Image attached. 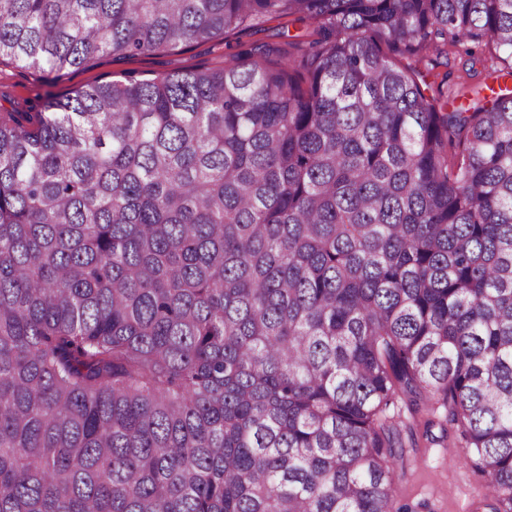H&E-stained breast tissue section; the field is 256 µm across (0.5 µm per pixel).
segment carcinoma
I'll return each instance as SVG.
<instances>
[{
    "label": "carcinoma",
    "instance_id": "1",
    "mask_svg": "<svg viewBox=\"0 0 512 512\" xmlns=\"http://www.w3.org/2000/svg\"><path fill=\"white\" fill-rule=\"evenodd\" d=\"M293 18L0 112V512H407L404 414L512 512V88L422 71L511 77L512 0H0V63ZM467 59L468 56L465 55L462 49L458 52H450L447 58L441 57L434 62V68L430 75L427 76L428 82L435 81L437 84L441 81L442 77L448 74L447 82L443 84L442 90L448 96L449 102L460 97L457 96V92L462 94L469 87L472 88L484 82L486 71L479 64L476 65L478 72L475 74L471 72L472 77L466 74V70L469 68Z\"/></svg>",
    "mask_w": 512,
    "mask_h": 512
}]
</instances>
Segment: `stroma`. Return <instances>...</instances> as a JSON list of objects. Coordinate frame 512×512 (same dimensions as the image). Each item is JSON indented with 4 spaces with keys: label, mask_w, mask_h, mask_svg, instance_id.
Masks as SVG:
<instances>
[{
    "label": "stroma",
    "mask_w": 512,
    "mask_h": 512,
    "mask_svg": "<svg viewBox=\"0 0 512 512\" xmlns=\"http://www.w3.org/2000/svg\"><path fill=\"white\" fill-rule=\"evenodd\" d=\"M303 23L292 21L286 34L276 29L234 31L223 38L192 44L169 52L142 54L116 59L101 54L88 65L70 69L57 78L37 69L0 64V112L12 107L25 108L49 95H60L93 83L112 80H151L176 71L214 68L230 61L234 54L248 50L264 55L269 49L284 48L286 42L303 35ZM467 57L456 51L438 58L429 78L441 83L449 99L483 83L484 72L468 74ZM399 503L410 512H490L477 491L481 485L463 459L449 460L444 444L418 442L407 447L405 469L398 478Z\"/></svg>",
    "instance_id": "stroma-1"
}]
</instances>
